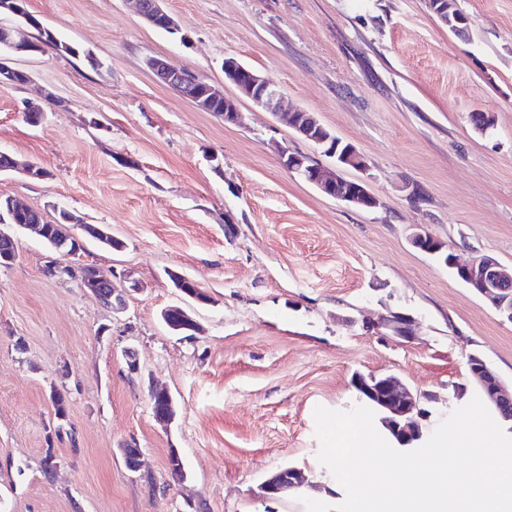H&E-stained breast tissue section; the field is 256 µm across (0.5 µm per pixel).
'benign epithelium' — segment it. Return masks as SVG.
<instances>
[{
    "label": "benign epithelium",
    "instance_id": "1",
    "mask_svg": "<svg viewBox=\"0 0 512 512\" xmlns=\"http://www.w3.org/2000/svg\"><path fill=\"white\" fill-rule=\"evenodd\" d=\"M138 16L149 26L164 25L170 30H178V25L162 6L163 0H133ZM0 42L9 47L12 54L24 55L32 51V38L26 17L13 25L0 26ZM154 75L164 84L176 90L183 98L200 107L204 102L224 100V123L237 125L241 122V112L235 100L224 95V89L209 82L206 78L195 75L190 78L184 69H176L160 58L150 61ZM224 76L232 82L239 92L255 105L272 112L280 110L282 96L279 90L258 73L248 68L234 57L224 58ZM302 118L293 119L288 113L290 127L303 139L320 147L330 142L332 146L323 149V153L335 159L336 165L328 169L316 162H308L303 154L278 148L283 166L290 172L305 176L306 181L324 195L361 209L377 206L378 200L362 180L348 179L342 171L351 168L357 171L367 170L363 156L352 146L342 153H337L338 141L324 135L323 126L310 113L301 112ZM436 238L425 231H418L412 237L413 246L423 253L435 255L440 248L435 246ZM56 250H64L70 256H77L83 247L81 237L75 233L65 234L62 225H57ZM445 265L455 271L456 276L469 288L482 297L495 311L512 321V303L509 291L512 290V274L507 273L500 263L491 256H482L469 263H460L455 255H450ZM52 270L60 278L74 275L80 279V286L93 295H98L104 285L111 286V293L100 301L114 313L125 310L127 296L137 291L136 284L128 288H116L112 277L96 270L87 271L85 265L75 262L65 266H54ZM374 329H385L394 336L404 340L414 338L413 320L403 313L391 312L378 317L372 324ZM474 384L483 390L487 402L495 408L504 421L512 423V384H507L495 375L492 381L487 376L470 372ZM355 386L367 396L380 400L386 414L385 423L400 439L407 440L419 435V420L427 417L426 410L420 407L421 395L407 385L399 376L386 374L382 376L358 375ZM151 401L158 402L161 409L154 413L156 420L169 424L176 417L175 404L171 395L165 391L150 389ZM307 483L304 473L298 468L284 467L259 485L258 496L269 499L275 494L293 488H301Z\"/></svg>",
    "mask_w": 512,
    "mask_h": 512
}]
</instances>
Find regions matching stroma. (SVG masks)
Segmentation results:
<instances>
[{
  "instance_id": "35a3bbf8",
  "label": "stroma",
  "mask_w": 512,
  "mask_h": 512,
  "mask_svg": "<svg viewBox=\"0 0 512 512\" xmlns=\"http://www.w3.org/2000/svg\"><path fill=\"white\" fill-rule=\"evenodd\" d=\"M455 4L462 35L428 0H164L176 36L127 0H28L97 63L10 58L30 80L0 85V152L47 175L0 173V196L105 227L122 249L86 239L81 263L138 290L114 313L47 274L55 252L17 231V258L0 268V512H305V496L337 506L346 493L317 460L313 411L359 404L354 375L395 373L433 395L427 434L477 395L470 354L512 381V321L411 244L423 229L461 260L512 268V0ZM152 56L229 95L225 57L257 71L357 149L367 169L344 175L377 207L288 172L278 147L334 161L282 118L242 97V125L225 124L157 82ZM34 104L37 124L25 119ZM173 271L210 297L185 304L200 326L191 337L161 320L183 304ZM391 311L414 320V340L367 329ZM153 385L175 401L170 425L153 415ZM126 443L142 453L139 472L123 463ZM286 466L308 477L301 497L259 498Z\"/></svg>"
}]
</instances>
